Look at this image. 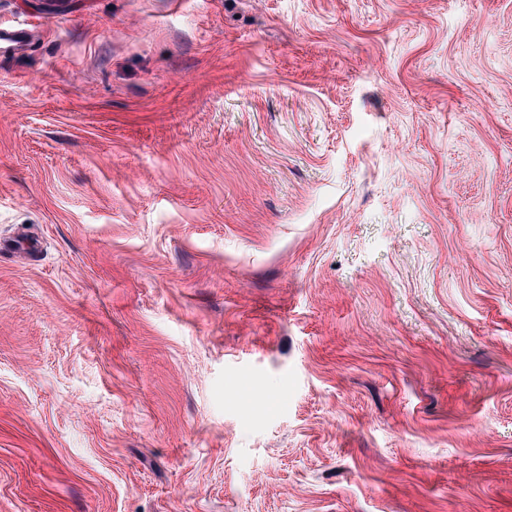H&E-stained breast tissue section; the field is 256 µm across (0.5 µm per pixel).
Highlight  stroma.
<instances>
[{
	"label": "stroma",
	"mask_w": 512,
	"mask_h": 512,
	"mask_svg": "<svg viewBox=\"0 0 512 512\" xmlns=\"http://www.w3.org/2000/svg\"><path fill=\"white\" fill-rule=\"evenodd\" d=\"M0 23V512H512V0Z\"/></svg>",
	"instance_id": "1"
}]
</instances>
